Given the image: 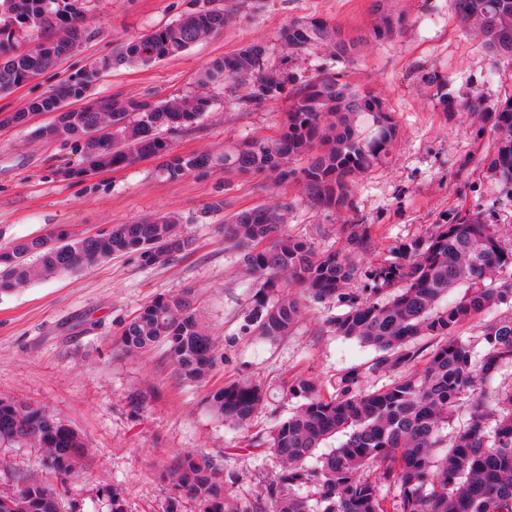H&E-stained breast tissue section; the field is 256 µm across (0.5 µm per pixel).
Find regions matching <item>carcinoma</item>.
Returning <instances> with one entry per match:
<instances>
[{
    "mask_svg": "<svg viewBox=\"0 0 512 512\" xmlns=\"http://www.w3.org/2000/svg\"><path fill=\"white\" fill-rule=\"evenodd\" d=\"M85 2L0 0L1 94L56 68L74 44L92 37ZM454 2L459 22L512 60V0ZM230 19L214 0H202L172 24L127 42L118 55L31 100L8 122L20 126L32 114L51 112L56 117L37 128L36 137L81 143L90 131L99 132L93 155L100 169L157 157L163 160L157 172L167 180L205 169L265 174L276 182L300 181L318 210L349 209L352 184L387 157L397 136L391 112L371 91L344 80L342 72H324L290 91L288 67L271 65L262 42L212 60L199 75L198 89L172 101L133 97L67 108L113 68L178 56L223 31ZM401 25L400 18L382 14L372 35L387 38ZM47 31L54 36L24 53L15 50L20 40ZM279 39L296 53L328 47L348 67L365 42L317 17L291 21ZM242 86L246 93L239 96ZM215 88L224 89V107L230 110L258 109L288 94L278 137L218 155L172 153L162 132L194 127L212 107L209 90ZM494 130L499 139L488 168L511 186L512 96L494 112ZM282 224V210L263 206L239 211L224 224V240L239 251L257 287L245 330L270 341L292 334L302 307L285 289L298 288L314 300L344 304L347 310L329 326L377 351L368 372L398 376L371 391L362 389L365 375L355 368L339 376L331 391L312 378L289 380L285 394L300 403L252 444L279 461V474L254 499L241 502L226 489L217 460L179 454L161 473L169 489L168 512H177L182 501L195 504L197 512H512V387H487L502 365L512 364V313L487 317L502 304L512 307V279L496 277L512 267V247H503L479 216L458 212L448 223L434 225L427 237L402 243L394 260L365 267L340 252L317 251L308 240L286 234ZM345 234L352 251L367 248L366 225L348 224ZM193 244L176 214L117 224L88 239L63 230L22 239L0 248V292L115 257L151 267ZM359 282L363 288L353 290ZM384 288L391 289L388 299L371 298ZM458 288L464 289L462 296L448 300ZM471 322L479 324L484 343L478 358L455 338ZM420 337L436 340L424 360L416 346ZM115 345L127 356L163 348L179 379L192 385L205 383L222 358L189 289L146 303L123 325ZM265 398L261 385L237 380L209 395L208 406L222 420L245 426ZM463 402L470 422L450 435L448 425ZM338 434L343 436L338 447L320 451ZM0 441L41 449L43 468L56 478L54 483L32 475L18 478L11 494L0 495V512H62L61 487L91 456L80 435L41 407L0 399ZM309 458L315 459L312 468L306 465ZM309 486L324 504L320 511L301 494ZM102 493L111 512H126L121 489L107 485Z\"/></svg>",
    "mask_w": 512,
    "mask_h": 512,
    "instance_id": "obj_1",
    "label": "carcinoma"
}]
</instances>
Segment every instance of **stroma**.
I'll list each match as a JSON object with an SVG mask.
<instances>
[{
	"instance_id": "stroma-1",
	"label": "stroma",
	"mask_w": 512,
	"mask_h": 512,
	"mask_svg": "<svg viewBox=\"0 0 512 512\" xmlns=\"http://www.w3.org/2000/svg\"><path fill=\"white\" fill-rule=\"evenodd\" d=\"M217 3L232 14L223 32L150 66L114 68L91 96L164 102L195 89L211 60L258 41L268 45L271 62H287L297 83H305L335 68L334 59L321 48L285 59L278 33L293 20L321 17L346 34L366 36L346 79L378 93L399 132L387 159L354 183L352 209L336 213L315 209L295 181L278 184L263 175L220 170L165 180L157 177L153 159L69 179L65 168L84 163L80 146L32 135L52 114L33 115L23 126H0V246L55 228L81 236L170 212L181 216L194 240L191 252L164 264L144 268L116 258L0 294V398L48 410L93 450L88 466L67 484L66 510L75 503L81 512H109L101 488L115 484L126 512H165L169 493L160 474L182 452L213 456L231 477L230 493L251 500L279 471L275 458L256 459L247 449L297 406V399L286 396L285 382L302 376L327 386L375 358L373 348L331 331L329 319L345 310L334 300H302L303 316L292 336L268 342L248 334L244 314L255 287L238 252L224 241L225 218L260 205L284 206V231L321 252H348L344 225H366L365 266L390 261L394 247L425 236L460 211L479 214L503 246L512 247V191L488 170L497 144L489 114L512 91V61L497 57L459 24L452 0ZM197 6V0H89L85 21L94 37L57 68L0 94V117L25 110L69 75L119 54L129 40ZM383 10L399 16L402 25L397 35L376 41L369 33ZM432 72L444 78L454 111L440 109L435 85L425 80ZM477 95L485 106L481 113L469 109ZM287 109L283 97L256 110L230 111L219 91L197 125L168 140L176 154H219L248 140L276 137ZM218 199L223 209L202 217V209ZM185 288L195 292L200 314L223 348V361L202 386L180 382L162 349L128 357L112 343L145 303ZM239 379L261 382L267 390L245 427L225 424L207 405L212 391ZM41 458L39 449L0 442V493L11 494L19 476L41 473Z\"/></svg>"
}]
</instances>
